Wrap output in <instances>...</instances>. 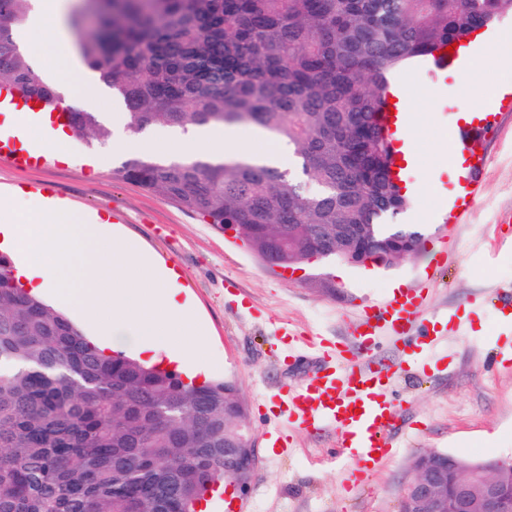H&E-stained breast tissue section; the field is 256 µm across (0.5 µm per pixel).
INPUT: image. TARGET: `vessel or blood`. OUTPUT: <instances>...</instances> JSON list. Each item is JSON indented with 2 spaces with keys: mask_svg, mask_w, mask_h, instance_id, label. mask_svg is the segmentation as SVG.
<instances>
[{
  "mask_svg": "<svg viewBox=\"0 0 512 512\" xmlns=\"http://www.w3.org/2000/svg\"><path fill=\"white\" fill-rule=\"evenodd\" d=\"M431 67L439 72H463L468 61L460 53L440 51ZM426 301L423 290L400 291L359 312L350 323L353 345L339 343L330 349L336 357L335 367L284 394L282 407L293 428L335 433L348 461L345 486L362 483L391 458L392 436L399 428L397 406L389 395V382L399 365L376 361L373 340L384 333L408 338Z\"/></svg>",
  "mask_w": 512,
  "mask_h": 512,
  "instance_id": "b4317fda",
  "label": "vessel or blood"
}]
</instances>
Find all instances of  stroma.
<instances>
[{
  "label": "stroma",
  "mask_w": 512,
  "mask_h": 512,
  "mask_svg": "<svg viewBox=\"0 0 512 512\" xmlns=\"http://www.w3.org/2000/svg\"><path fill=\"white\" fill-rule=\"evenodd\" d=\"M484 95L478 106L491 115V133L472 146L485 164L477 199L462 219L443 223L440 202L456 182L452 170H437L438 152L453 149L464 76L433 75L421 64L396 71L424 96L412 108L418 152L405 181L418 187L397 221L422 223L417 253L372 270L335 263L336 284H317L267 269L215 225L171 199L93 164L100 147L75 142L69 161L47 153L38 167L17 165L25 146L10 139L0 151V193L15 194L17 207L42 188L85 214L113 213L120 231L158 262L181 274L195 315L206 326L200 343V374L235 379L248 409L259 451V468L243 501L245 512H398L411 462L432 448L464 459L512 461V66L481 58ZM430 283L423 328L436 344L425 369H407L393 391L406 428L393 455L358 492L342 487L345 462L332 431L311 434L277 418L276 397L315 372L318 339L346 343L348 323L363 306L386 299L394 283L418 288ZM233 289H226V282ZM282 432L287 451L268 436Z\"/></svg>",
  "instance_id": "stroma-1"
}]
</instances>
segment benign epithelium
<instances>
[{"label": "benign epithelium", "mask_w": 512, "mask_h": 512, "mask_svg": "<svg viewBox=\"0 0 512 512\" xmlns=\"http://www.w3.org/2000/svg\"><path fill=\"white\" fill-rule=\"evenodd\" d=\"M236 444L224 448V467H244L254 474L259 458L249 425L239 427ZM399 512H512V463L468 461L425 450L415 456Z\"/></svg>", "instance_id": "obj_1"}]
</instances>
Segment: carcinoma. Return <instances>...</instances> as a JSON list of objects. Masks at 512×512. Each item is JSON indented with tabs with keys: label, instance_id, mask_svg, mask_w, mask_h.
<instances>
[{
	"label": "carcinoma",
	"instance_id": "cac0c4a2",
	"mask_svg": "<svg viewBox=\"0 0 512 512\" xmlns=\"http://www.w3.org/2000/svg\"><path fill=\"white\" fill-rule=\"evenodd\" d=\"M0 0V85L52 110L59 92ZM512 12V0H78L81 56L121 99L126 129L254 125L287 139L309 193L248 160L142 152L117 175L232 225L266 264L386 265L413 255L419 228L392 224L407 200L377 114L388 74ZM79 141L107 145L101 112L67 108ZM358 225V240L336 237ZM248 418L231 379L198 384L106 355L64 312L27 293L0 256V512H198L224 472V441Z\"/></svg>",
	"mask_w": 512,
	"mask_h": 512
}]
</instances>
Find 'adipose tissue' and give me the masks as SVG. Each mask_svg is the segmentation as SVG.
Returning a JSON list of instances; mask_svg holds the SVG:
<instances>
[{
    "instance_id": "adipose-tissue-1",
    "label": "adipose tissue",
    "mask_w": 512,
    "mask_h": 512,
    "mask_svg": "<svg viewBox=\"0 0 512 512\" xmlns=\"http://www.w3.org/2000/svg\"><path fill=\"white\" fill-rule=\"evenodd\" d=\"M67 9V0H30L28 17L15 29V38L55 78L70 77L67 91H78L87 107L111 111L98 78L74 49L65 26ZM15 115L6 136L53 149L65 159L71 157L72 142L48 114L35 116L22 107ZM202 147L213 154L251 156L280 169L296 163L288 142L270 144L258 133L245 141L231 132L197 126L186 132L166 128L156 137L124 134L113 138L97 165L104 170L114 155L145 149L189 156ZM0 251L18 255L20 264L14 274L29 293L52 291L89 318L96 326L94 343L102 351L111 350L117 337L128 331L139 339L145 354L152 352L158 339L173 340L171 358L184 362L197 355L207 334L179 299V272L157 266L134 241L119 236L101 217L80 214L45 198L20 211L0 207ZM46 251L53 254L48 264L40 259Z\"/></svg>"
}]
</instances>
